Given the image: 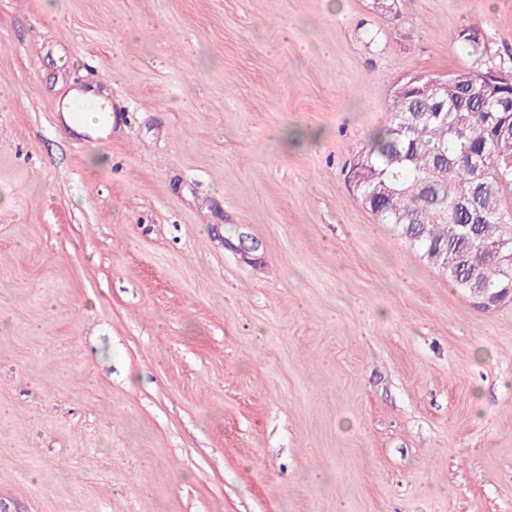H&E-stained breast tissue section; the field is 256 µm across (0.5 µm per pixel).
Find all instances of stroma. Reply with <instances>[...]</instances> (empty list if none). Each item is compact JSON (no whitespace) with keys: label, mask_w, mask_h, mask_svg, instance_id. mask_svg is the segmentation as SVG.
Returning a JSON list of instances; mask_svg holds the SVG:
<instances>
[{"label":"stroma","mask_w":512,"mask_h":512,"mask_svg":"<svg viewBox=\"0 0 512 512\" xmlns=\"http://www.w3.org/2000/svg\"><path fill=\"white\" fill-rule=\"evenodd\" d=\"M470 25L512 57V0H0V503L512 512V299L347 181Z\"/></svg>","instance_id":"1"}]
</instances>
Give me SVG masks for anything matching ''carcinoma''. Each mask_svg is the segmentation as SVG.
Here are the masks:
<instances>
[{
    "label": "carcinoma",
    "mask_w": 512,
    "mask_h": 512,
    "mask_svg": "<svg viewBox=\"0 0 512 512\" xmlns=\"http://www.w3.org/2000/svg\"><path fill=\"white\" fill-rule=\"evenodd\" d=\"M456 41L476 66L445 77L441 100L416 89L393 95L380 140L363 151L362 191L380 224H391L467 297L479 291L512 294V267L495 261L512 251V141L498 127L512 126V112L493 104L512 97V84L493 76L512 62L492 61L489 39L477 28Z\"/></svg>",
    "instance_id": "obj_1"
}]
</instances>
